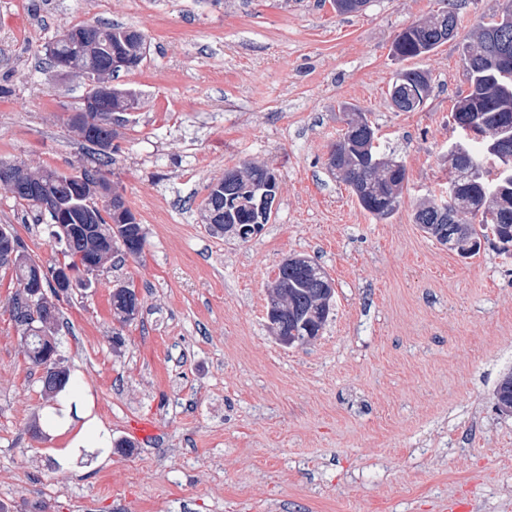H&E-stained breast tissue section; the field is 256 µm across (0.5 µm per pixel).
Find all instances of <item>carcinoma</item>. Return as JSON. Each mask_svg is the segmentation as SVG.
Returning <instances> with one entry per match:
<instances>
[{
    "label": "carcinoma",
    "mask_w": 512,
    "mask_h": 512,
    "mask_svg": "<svg viewBox=\"0 0 512 512\" xmlns=\"http://www.w3.org/2000/svg\"><path fill=\"white\" fill-rule=\"evenodd\" d=\"M456 20L455 13L447 10L430 16L426 21L405 28L393 43V54L406 59L433 52L443 40L441 29L448 21ZM91 29L85 49L75 50L58 41L55 50L48 52L49 60L56 69L64 65L80 69L106 67L111 51L125 47L134 41L138 32L120 25H76L74 29ZM512 50V0L504 10L482 23L477 36L461 42V57L469 81V91L459 98L451 116L459 130L474 112L484 118V136L461 134V140L449 151L448 182L461 185L458 196L430 206V212H417L416 223L439 244L469 257L479 251L481 239L495 237L502 245L512 243V75H505L492 65V58L503 47ZM395 84L398 93L406 99L417 100L422 106L430 91L428 73L406 70L398 73ZM136 100L129 91L115 90L112 99L104 101L97 112H89L80 122L70 126L79 137L95 148L97 165L86 169V177L78 182L65 173L46 169L38 172L42 182L41 199L35 201L24 195L17 199L36 208L43 215L50 214L56 206L69 208L72 223L87 224V231L63 235L52 226L50 235L61 246V254L68 264H75L74 257L83 259L108 258L114 252L137 257L142 254L145 235L141 225L126 205L121 194L111 192L109 179L100 165L110 158L103 143L110 137L112 114L125 112ZM350 113L347 128L331 149H345L352 142L355 147L343 154L347 169L341 176L356 195L364 210L378 219H386L397 207L406 181L403 164L381 155L375 142V128L367 115L359 109L346 106ZM112 193V209L101 213L96 202L99 192ZM276 195L268 185L262 167H252L240 178L221 179L209 186V193L202 201L204 213L214 218L208 230L214 235L239 237L238 226L250 225L254 214L253 204L262 195ZM19 284L23 285L33 274L39 276L42 285L59 296L54 286L57 266L44 270L27 255L12 264ZM323 272L322 267L309 258L302 261L287 259L279 266L275 281L288 285V313L282 323L288 329L307 324L315 331L323 329L327 319L319 311L313 291V274ZM134 289L121 286L112 292V306L122 315L123 322L133 319L130 302L135 298ZM37 308L39 319L35 328L25 332L24 348L28 360L43 370L40 382L42 391L57 394L65 389L68 374L58 363H47V358L57 352L53 330L59 321V309L46 296L31 297L23 287L13 298L14 320Z\"/></svg>",
    "instance_id": "carcinoma-1"
}]
</instances>
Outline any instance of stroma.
Wrapping results in <instances>:
<instances>
[{
	"label": "stroma",
	"mask_w": 512,
	"mask_h": 512,
	"mask_svg": "<svg viewBox=\"0 0 512 512\" xmlns=\"http://www.w3.org/2000/svg\"><path fill=\"white\" fill-rule=\"evenodd\" d=\"M455 4L457 39L411 59L407 26ZM506 0H0V161L70 173L92 148L68 126L83 78L46 68L76 24L140 32L146 57L112 83L139 98L116 124L108 177L142 225L140 257L105 262L60 303L58 354L112 440L133 419L158 436L97 452L35 435L52 400L10 313L0 268V512H512V251L463 258L415 222L440 195L451 111L468 89L461 38ZM430 73L414 112L396 74ZM367 113L406 182L387 219L327 167L344 104ZM269 166L280 189L248 241L212 235L200 204L225 171ZM48 266L61 254L0 187V225ZM293 254L334 283L316 339L286 348L269 289ZM139 299L120 322L112 292ZM122 336V345L112 343Z\"/></svg>",
	"instance_id": "1"
}]
</instances>
